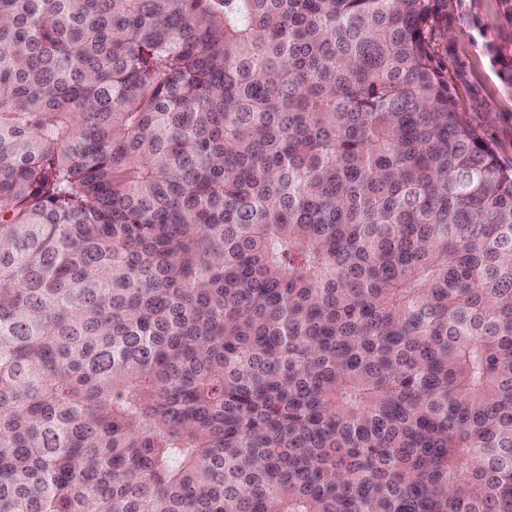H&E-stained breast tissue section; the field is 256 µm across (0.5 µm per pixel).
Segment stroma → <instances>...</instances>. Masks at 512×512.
Returning a JSON list of instances; mask_svg holds the SVG:
<instances>
[{
	"label": "stroma",
	"instance_id": "35a3bbf8",
	"mask_svg": "<svg viewBox=\"0 0 512 512\" xmlns=\"http://www.w3.org/2000/svg\"><path fill=\"white\" fill-rule=\"evenodd\" d=\"M511 32L500 0H444L436 19L437 52L462 115L505 167H512V84L503 78L488 46Z\"/></svg>",
	"mask_w": 512,
	"mask_h": 512
}]
</instances>
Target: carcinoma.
Returning a JSON list of instances; mask_svg holds the SVG:
<instances>
[{
    "label": "carcinoma",
    "mask_w": 512,
    "mask_h": 512,
    "mask_svg": "<svg viewBox=\"0 0 512 512\" xmlns=\"http://www.w3.org/2000/svg\"><path fill=\"white\" fill-rule=\"evenodd\" d=\"M442 2L0 0V512H512Z\"/></svg>",
    "instance_id": "cac0c4a2"
}]
</instances>
